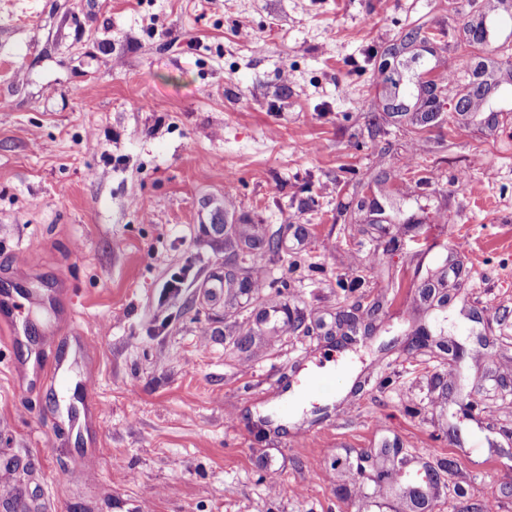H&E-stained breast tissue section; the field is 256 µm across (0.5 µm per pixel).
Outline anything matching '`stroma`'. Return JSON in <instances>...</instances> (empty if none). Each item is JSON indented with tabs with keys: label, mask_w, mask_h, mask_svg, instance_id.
<instances>
[{
	"label": "stroma",
	"mask_w": 512,
	"mask_h": 512,
	"mask_svg": "<svg viewBox=\"0 0 512 512\" xmlns=\"http://www.w3.org/2000/svg\"><path fill=\"white\" fill-rule=\"evenodd\" d=\"M19 251L17 512H512L500 0H0Z\"/></svg>",
	"instance_id": "stroma-1"
}]
</instances>
